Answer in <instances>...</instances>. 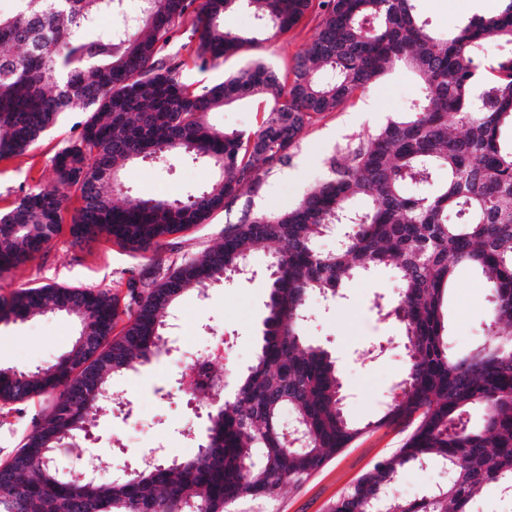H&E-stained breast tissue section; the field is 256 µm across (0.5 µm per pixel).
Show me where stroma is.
<instances>
[{"instance_id":"35a3bbf8","label":"stroma","mask_w":512,"mask_h":512,"mask_svg":"<svg viewBox=\"0 0 512 512\" xmlns=\"http://www.w3.org/2000/svg\"><path fill=\"white\" fill-rule=\"evenodd\" d=\"M498 6L499 0H419L422 17L438 31L454 30L478 10L495 13ZM317 24L316 13L308 12L288 34L257 48L245 46L207 70L191 71L188 79L200 89L222 81L259 57L275 69H285L311 41ZM420 92L419 81L406 70L383 77L361 97L308 127L291 149L287 165L269 175L261 195L242 193L230 212L216 213L209 223L168 238L158 251L135 253L104 235L78 243L69 230H62L45 252L0 274V296L22 286L58 284L102 289L125 297L130 271H152L158 256L177 264L200 255L220 241L226 221L237 220L244 207L280 211L294 205L328 176L327 160L339 147L368 136L389 116L405 111ZM265 106L263 99L256 98L218 109L209 120L220 129L247 133L256 128ZM84 117L81 106H73L23 154L0 160V213L12 209L28 190L53 184V158L76 138ZM212 177L206 165L181 158L170 164L139 159L127 167L124 183L133 194L177 198L199 192ZM398 287L392 267L381 266L346 282L341 298L331 300L315 294L307 303L310 318L304 329L306 339L335 356L347 388L344 413L359 424L381 416L386 403L396 395L406 368L402 329L394 320L381 319L373 307L379 296L394 301ZM492 301L491 294L480 288L474 271H457L443 307L450 353L465 356L485 341ZM266 302V290L255 281L211 288L205 299L186 293L178 305L182 316L179 353L153 358L115 381L114 389L125 404L98 413L96 441L82 458L86 468L106 479L126 470L132 457L160 445L166 446L171 458L194 456L197 449L191 436L205 431L207 417L205 410L188 407L180 397L178 372L191 355L219 342L224 345L226 365L238 371L250 366L264 329ZM74 334L73 322L58 315L2 322L0 368L48 364L67 350ZM51 403V396L43 395L23 404L0 405V464L22 447ZM403 437L402 427L396 425L371 431L354 447L337 453L309 480L286 489L277 501L243 499L232 505L230 512H327L337 496L378 458L398 448ZM447 480L442 464L431 461L405 469L395 491L400 497L414 499L424 489Z\"/></svg>"}]
</instances>
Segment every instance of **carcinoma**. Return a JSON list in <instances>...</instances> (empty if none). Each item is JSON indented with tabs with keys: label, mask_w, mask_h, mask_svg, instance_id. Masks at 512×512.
<instances>
[{
	"label": "carcinoma",
	"mask_w": 512,
	"mask_h": 512,
	"mask_svg": "<svg viewBox=\"0 0 512 512\" xmlns=\"http://www.w3.org/2000/svg\"><path fill=\"white\" fill-rule=\"evenodd\" d=\"M0 13V158L24 153L60 115L79 104L80 132L53 158L55 182L25 193L0 215V273L50 246L61 233L68 195L82 205L70 234H107L147 252L227 210L242 189L262 192L288 164L289 151L320 115L339 110L393 70L421 80L407 112L328 158V177L284 212L247 209L224 226V239L161 278L132 277L128 302L107 291L44 284L0 299V321L69 314L93 331L98 356L70 348L34 368H0V402L54 395L48 415L0 465V512H228L235 502L277 497L322 469L337 453L384 425L407 431L402 444L362 474L328 512L390 504L400 512H469L476 492L494 483L512 496V353L493 340L512 336V56L480 68L492 42L512 43V0L436 33L418 0H245L256 35L224 27L239 0H12ZM317 32L280 73L262 59L201 91L188 72L204 71L249 44L283 35L313 7ZM194 16L199 44L187 57L167 52L175 29ZM261 97L272 103L248 134L214 128L207 115ZM182 154L206 164L211 182L185 199L128 194L116 204L121 176L137 159ZM413 185L434 187L412 196ZM346 224L336 248L318 240ZM284 245L263 272L252 250ZM390 265L400 282L378 314L404 330L406 371L400 393L363 426L344 415L345 385L336 360L303 334L308 297L339 296L345 280ZM469 267L491 292L489 344L455 358L441 314L456 269ZM259 279L268 316L255 362L223 405L207 412L194 457L157 458L100 481L62 468L61 450L86 439L94 411L126 405L114 391L123 376L163 352L178 301L190 289ZM127 321L115 331L120 316ZM486 409L479 429L467 426ZM305 433V446L282 434L283 410ZM438 460L448 483L405 500L393 489L401 470Z\"/></svg>",
	"instance_id": "cac0c4a2"
}]
</instances>
